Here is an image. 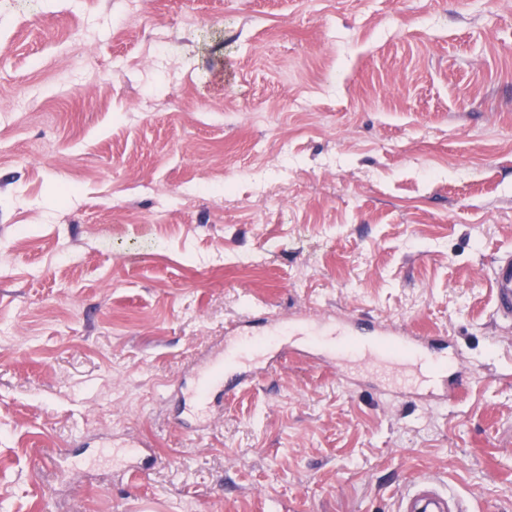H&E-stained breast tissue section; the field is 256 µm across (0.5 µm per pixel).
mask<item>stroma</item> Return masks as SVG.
<instances>
[{"label": "stroma", "mask_w": 512, "mask_h": 512, "mask_svg": "<svg viewBox=\"0 0 512 512\" xmlns=\"http://www.w3.org/2000/svg\"><path fill=\"white\" fill-rule=\"evenodd\" d=\"M0 512H512V0H0ZM263 308L455 341L466 398L289 357L183 428ZM150 442L113 475L106 436ZM494 291V312L503 320L512 321V256L505 254L491 272ZM396 512H468L469 508L434 474L412 480L397 493Z\"/></svg>", "instance_id": "stroma-1"}]
</instances>
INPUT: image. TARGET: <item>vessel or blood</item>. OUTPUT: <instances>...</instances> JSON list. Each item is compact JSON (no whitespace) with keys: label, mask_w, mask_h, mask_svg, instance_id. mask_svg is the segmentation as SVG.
Wrapping results in <instances>:
<instances>
[{"label":"vessel or blood","mask_w":512,"mask_h":512,"mask_svg":"<svg viewBox=\"0 0 512 512\" xmlns=\"http://www.w3.org/2000/svg\"><path fill=\"white\" fill-rule=\"evenodd\" d=\"M494 312L512 321V256L504 255L491 272ZM265 335H254L249 321L224 329L223 344L198 360L189 379L169 386L167 397L189 410L187 427L195 433L210 428L222 397L262 378L286 355L336 368L344 383L370 386L380 393L425 405L455 403L466 394L468 361L443 338L378 318L334 316L316 320L310 312L268 318ZM121 477L140 471L142 441H123ZM396 512H468L465 502L434 474L412 480L397 493Z\"/></svg>","instance_id":"vessel-or-blood-1"}]
</instances>
